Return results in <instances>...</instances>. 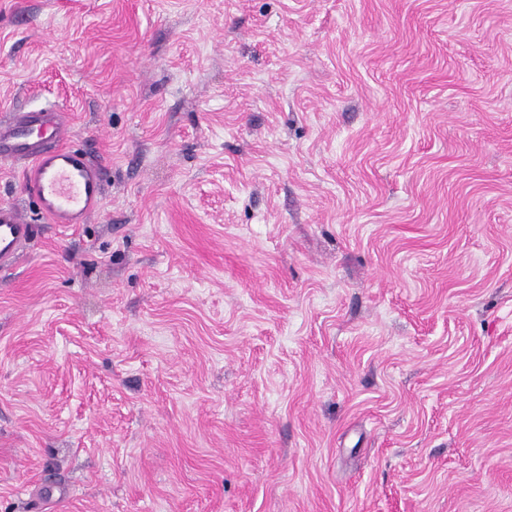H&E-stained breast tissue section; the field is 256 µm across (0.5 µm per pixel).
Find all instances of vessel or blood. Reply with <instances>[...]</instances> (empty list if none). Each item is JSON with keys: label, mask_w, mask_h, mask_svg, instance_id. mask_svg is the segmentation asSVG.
I'll list each match as a JSON object with an SVG mask.
<instances>
[{"label": "vessel or blood", "mask_w": 512, "mask_h": 512, "mask_svg": "<svg viewBox=\"0 0 512 512\" xmlns=\"http://www.w3.org/2000/svg\"><path fill=\"white\" fill-rule=\"evenodd\" d=\"M66 123L55 108L17 112L0 121V161L22 162V189L52 224H84L104 201L103 167L65 142ZM36 233L33 221L0 204V268L13 264Z\"/></svg>", "instance_id": "vessel-or-blood-1"}]
</instances>
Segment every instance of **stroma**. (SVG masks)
Returning <instances> with one entry per match:
<instances>
[{"mask_svg":"<svg viewBox=\"0 0 512 512\" xmlns=\"http://www.w3.org/2000/svg\"><path fill=\"white\" fill-rule=\"evenodd\" d=\"M105 162L0 269V512H512V0H0V120Z\"/></svg>","mask_w":512,"mask_h":512,"instance_id":"stroma-1","label":"stroma"}]
</instances>
